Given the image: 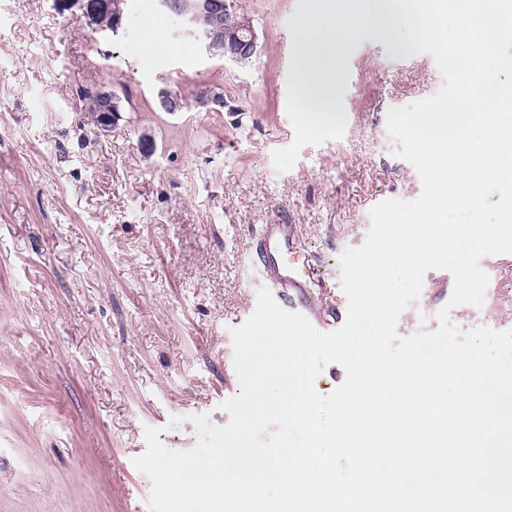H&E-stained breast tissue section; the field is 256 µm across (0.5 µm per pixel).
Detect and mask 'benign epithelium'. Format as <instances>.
Returning a JSON list of instances; mask_svg holds the SVG:
<instances>
[{
  "mask_svg": "<svg viewBox=\"0 0 512 512\" xmlns=\"http://www.w3.org/2000/svg\"><path fill=\"white\" fill-rule=\"evenodd\" d=\"M159 6L182 17L212 58L245 63L258 51L252 21L238 12L233 0H159ZM92 96L100 122H108L119 96L109 91H96Z\"/></svg>",
  "mask_w": 512,
  "mask_h": 512,
  "instance_id": "7a95c632",
  "label": "benign epithelium"
}]
</instances>
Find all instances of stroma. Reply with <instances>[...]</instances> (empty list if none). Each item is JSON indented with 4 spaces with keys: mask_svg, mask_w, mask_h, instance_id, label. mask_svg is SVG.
<instances>
[{
    "mask_svg": "<svg viewBox=\"0 0 512 512\" xmlns=\"http://www.w3.org/2000/svg\"><path fill=\"white\" fill-rule=\"evenodd\" d=\"M297 0H236L258 52L210 58L157 0H125L118 34L96 32L79 7L0 0V512H149L151 484L132 464L144 429L186 451L192 416L226 425L238 394L230 330L254 311L260 282L251 236L293 213L302 245L346 313L339 257L364 243L370 210L421 191L394 156L390 107L434 95L427 54L369 29L345 45L336 93L343 138L301 149L286 112ZM123 110L96 129L89 92ZM180 111H163L160 91ZM223 93V111L201 92ZM482 307L450 313L468 330L512 329V254L481 261ZM454 280L426 272L397 330L438 329ZM182 425L168 430L172 417Z\"/></svg>",
    "mask_w": 512,
    "mask_h": 512,
    "instance_id": "1",
    "label": "stroma"
}]
</instances>
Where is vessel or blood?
Returning a JSON list of instances; mask_svg holds the SVG:
<instances>
[{"label": "vessel or blood", "instance_id": "1", "mask_svg": "<svg viewBox=\"0 0 512 512\" xmlns=\"http://www.w3.org/2000/svg\"><path fill=\"white\" fill-rule=\"evenodd\" d=\"M302 249L296 225L266 224L252 244L263 277L262 285L272 291L276 302L284 309L302 313L310 319H319L315 289L323 288L320 268L311 262H295L294 256Z\"/></svg>", "mask_w": 512, "mask_h": 512}]
</instances>
